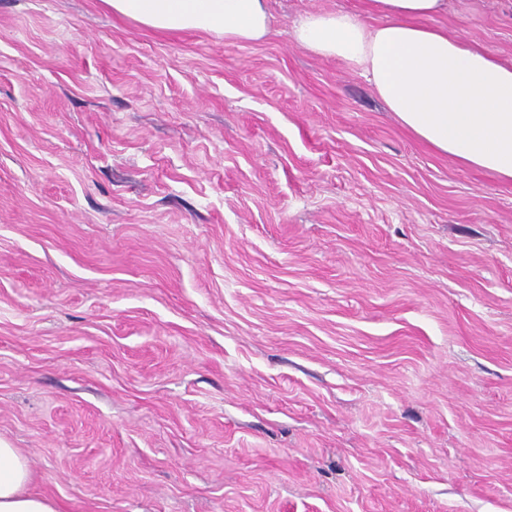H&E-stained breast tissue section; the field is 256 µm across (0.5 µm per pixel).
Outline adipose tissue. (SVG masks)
<instances>
[{"label":"adipose tissue","mask_w":512,"mask_h":512,"mask_svg":"<svg viewBox=\"0 0 512 512\" xmlns=\"http://www.w3.org/2000/svg\"><path fill=\"white\" fill-rule=\"evenodd\" d=\"M114 14L169 32L236 43L269 36L266 0H104ZM448 0H365L363 14H308L296 30L312 53L359 71L403 126L460 164L512 181V65L435 26ZM26 459L0 442V512H58L28 493Z\"/></svg>","instance_id":"1"}]
</instances>
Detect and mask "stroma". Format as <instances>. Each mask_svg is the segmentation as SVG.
Listing matches in <instances>:
<instances>
[{
    "label": "stroma",
    "instance_id": "1",
    "mask_svg": "<svg viewBox=\"0 0 512 512\" xmlns=\"http://www.w3.org/2000/svg\"><path fill=\"white\" fill-rule=\"evenodd\" d=\"M361 5L0 0V440L59 512H512V182L295 40ZM112 13L169 32L203 31L236 43L272 33L266 0H103Z\"/></svg>",
    "mask_w": 512,
    "mask_h": 512
}]
</instances>
